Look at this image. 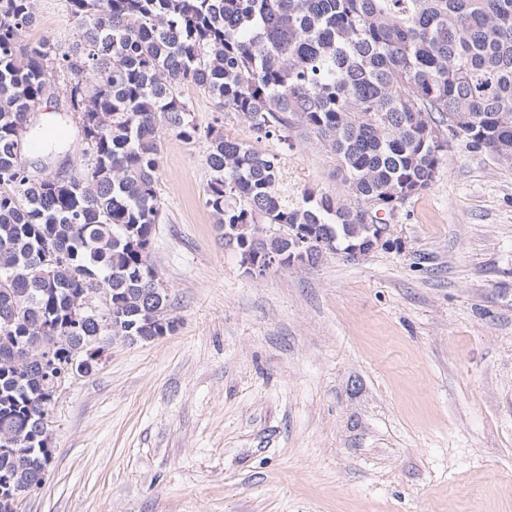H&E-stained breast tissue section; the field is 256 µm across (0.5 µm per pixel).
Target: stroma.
<instances>
[{
	"label": "stroma",
	"instance_id": "obj_1",
	"mask_svg": "<svg viewBox=\"0 0 512 512\" xmlns=\"http://www.w3.org/2000/svg\"><path fill=\"white\" fill-rule=\"evenodd\" d=\"M34 3L25 40L70 43L67 0ZM158 137L176 328L58 389L24 512H512V167L453 142L391 247L252 276L205 205L207 141ZM286 154L290 194L345 199L333 154Z\"/></svg>",
	"mask_w": 512,
	"mask_h": 512
}]
</instances>
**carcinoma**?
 I'll return each mask as SVG.
<instances>
[{
  "mask_svg": "<svg viewBox=\"0 0 512 512\" xmlns=\"http://www.w3.org/2000/svg\"><path fill=\"white\" fill-rule=\"evenodd\" d=\"M67 48L25 42L34 0H0V488L53 458L56 374L107 336L175 329L150 260L162 203L166 126L209 142L205 205L238 255L260 267L313 266L361 246L373 225L426 190L453 138L512 166V0H67ZM193 87L219 116L201 127ZM80 118L81 177L26 170L17 132L47 97ZM258 140L301 129L336 155L350 202L307 189L288 198L285 158ZM450 132L451 136L444 135ZM296 224L309 242L288 248ZM109 303L75 317L92 287ZM53 368H41L45 348Z\"/></svg>",
  "mask_w": 512,
  "mask_h": 512,
  "instance_id": "1",
  "label": "carcinoma"
}]
</instances>
